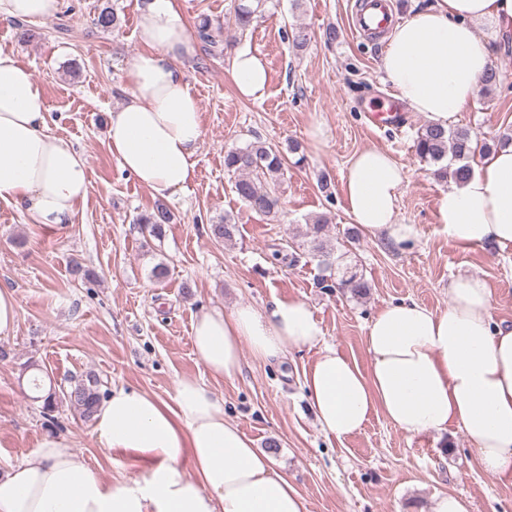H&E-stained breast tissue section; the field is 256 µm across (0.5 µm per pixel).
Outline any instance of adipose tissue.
Returning a JSON list of instances; mask_svg holds the SVG:
<instances>
[{
	"label": "adipose tissue",
	"mask_w": 512,
	"mask_h": 512,
	"mask_svg": "<svg viewBox=\"0 0 512 512\" xmlns=\"http://www.w3.org/2000/svg\"><path fill=\"white\" fill-rule=\"evenodd\" d=\"M488 37H479L476 25ZM512 32V0H430L391 30L379 67L396 98L429 123L456 122L473 103L494 57V40ZM143 52L126 68L129 93L110 113L108 147L121 168L160 199L196 178L204 138L201 105L186 79L195 43L179 0H140ZM238 94L262 98L267 73L259 54L236 49ZM41 86L10 51L0 49V200L35 224L61 231L86 199L83 154L47 133ZM405 172L366 147L343 177L345 211L365 235L393 244L414 240L399 219ZM450 241L512 247V146L490 155L468 181L438 198ZM448 307L393 303L367 326L368 369L333 346L309 305L278 299L264 312L249 305L205 311L193 325V351L216 378H233L243 351L278 360L291 348H318L304 377L320 428L344 439L382 413L410 436L458 427L486 472L512 478V325L495 322L492 293L474 275L448 283ZM100 444L131 461L132 474L104 479L65 437H44L0 472V512H307L304 497L224 417V399L204 383L181 381L173 403L147 392L112 389L95 414Z\"/></svg>",
	"instance_id": "1"
}]
</instances>
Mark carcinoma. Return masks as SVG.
<instances>
[{"mask_svg":"<svg viewBox=\"0 0 512 512\" xmlns=\"http://www.w3.org/2000/svg\"><path fill=\"white\" fill-rule=\"evenodd\" d=\"M259 7L261 0H254L252 4L240 3L235 7V24L240 31L244 32L252 26ZM94 23L103 30L116 29L121 26V18L115 9L104 6L94 17ZM478 150L484 155L490 154L489 146L474 144L470 129L465 127L445 129L427 124L418 132L415 141V151L422 160L433 164L448 161V168L452 169L451 175L459 183L473 175L469 158ZM286 164V158L277 147L259 138L244 146L231 147L224 154L225 169L236 176L234 187L237 196L251 210L261 215L273 214L280 207L278 187L284 176ZM172 220L170 210L158 205L151 212L141 216L139 223L144 225L149 236L160 239L165 236ZM328 224V218L321 216L306 225L305 236L310 238L312 252L318 257H327L330 254ZM234 231L235 224L226 216L208 227L209 237L216 242L232 239ZM320 285L330 290L345 288L355 296L365 295L369 291L368 283L355 270L345 272L338 281L324 278ZM31 383L39 393L38 399L43 401V409L47 412L53 411L56 405V392L52 389L44 390L41 380L36 375L33 376ZM64 398L80 417H93L101 401L97 378L89 374L77 381Z\"/></svg>","mask_w":512,"mask_h":512,"instance_id":"obj_1","label":"carcinoma"}]
</instances>
